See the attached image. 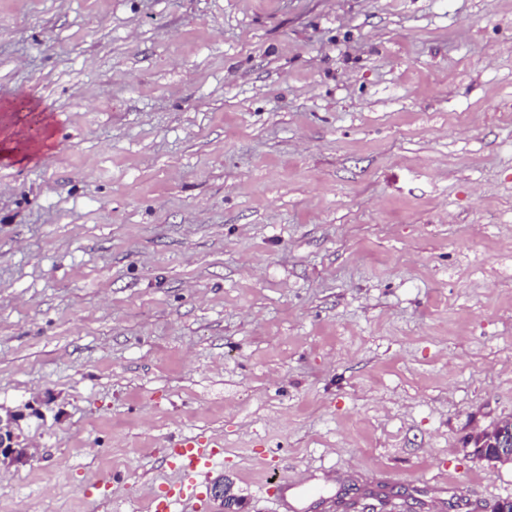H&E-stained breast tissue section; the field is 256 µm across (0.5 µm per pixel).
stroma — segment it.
Listing matches in <instances>:
<instances>
[{"instance_id": "35a3bbf8", "label": "stroma", "mask_w": 512, "mask_h": 512, "mask_svg": "<svg viewBox=\"0 0 512 512\" xmlns=\"http://www.w3.org/2000/svg\"><path fill=\"white\" fill-rule=\"evenodd\" d=\"M0 512H489L512 464V0H0ZM48 128L40 138L35 140L28 139V122L24 125H20L17 129V133L14 135L13 140H8L6 142V148H9L13 151H10L11 154H21L24 157L30 159H36L41 150V146L43 140L46 136ZM20 415L19 414H9L7 417L8 423L10 428H13V426L19 421ZM0 425L2 427L3 425V419L0 418ZM4 428L2 427V435L4 437V442L0 444V468H9L10 466L18 465L20 463H23L26 460L30 459V448H18L15 446L16 438L14 428L13 431H10L11 433V441H10V435L9 433H5L7 435V439L3 433ZM10 441V442H8ZM478 438L479 445L475 448L479 453H484L487 448H496L493 458L507 459L512 463V420L503 421L489 429L478 432L474 439ZM492 459L485 458L488 461ZM221 440L212 439L203 443L195 437H179L170 440L166 455L180 473L177 482L169 486L165 494L155 495L148 504L150 512H172L176 504L188 503L196 497L197 487L190 478L209 469L218 456H223Z\"/></svg>"}]
</instances>
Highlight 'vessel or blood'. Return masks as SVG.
<instances>
[{
  "mask_svg": "<svg viewBox=\"0 0 512 512\" xmlns=\"http://www.w3.org/2000/svg\"><path fill=\"white\" fill-rule=\"evenodd\" d=\"M166 448V455L180 478L164 494L151 499L149 512H171L174 505L194 499L197 488L191 481L192 476L209 469L215 459L224 453L223 444L218 439L204 443L194 437H180L170 440Z\"/></svg>",
  "mask_w": 512,
  "mask_h": 512,
  "instance_id": "1",
  "label": "vessel or blood"
}]
</instances>
